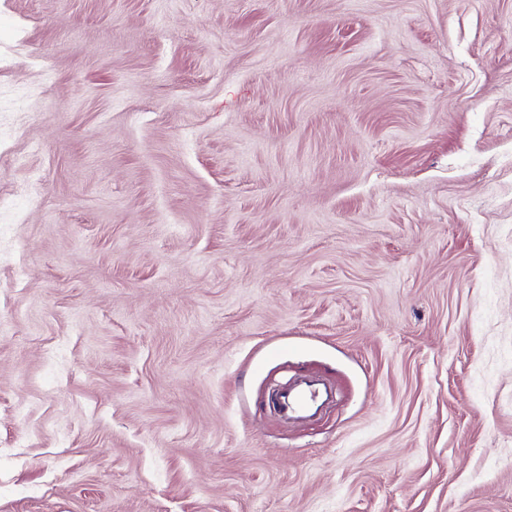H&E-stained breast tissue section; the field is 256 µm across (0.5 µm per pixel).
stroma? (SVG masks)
Returning a JSON list of instances; mask_svg holds the SVG:
<instances>
[{"mask_svg": "<svg viewBox=\"0 0 512 512\" xmlns=\"http://www.w3.org/2000/svg\"><path fill=\"white\" fill-rule=\"evenodd\" d=\"M0 198V512H512V0H0ZM320 397L319 390L313 382L303 381L289 385L288 389L279 395V409L288 415L307 413L317 404Z\"/></svg>", "mask_w": 512, "mask_h": 512, "instance_id": "1", "label": "stroma"}]
</instances>
